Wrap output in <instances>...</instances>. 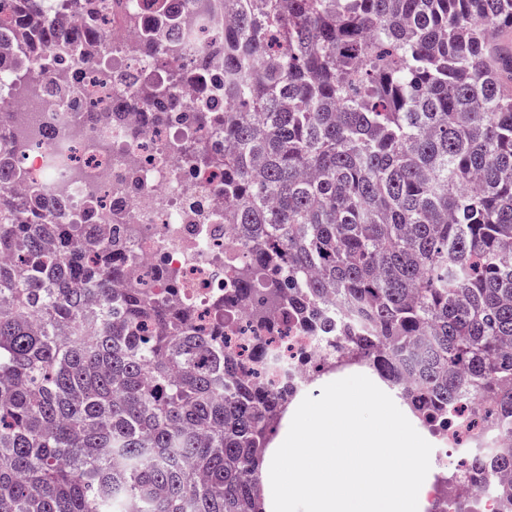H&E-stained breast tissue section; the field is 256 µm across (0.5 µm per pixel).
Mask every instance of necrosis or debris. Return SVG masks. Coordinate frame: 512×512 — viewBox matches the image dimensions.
I'll use <instances>...</instances> for the list:
<instances>
[{"label":"necrosis or debris","instance_id":"4bbe7bcc","mask_svg":"<svg viewBox=\"0 0 512 512\" xmlns=\"http://www.w3.org/2000/svg\"><path fill=\"white\" fill-rule=\"evenodd\" d=\"M124 14H112L106 24L112 33L106 51H95L94 63L85 65L83 81L98 111L112 112L129 88L133 75H159L168 61L167 49L180 32L198 33L197 41L186 43L187 53L223 40V27H208L198 13L186 15L180 31L166 32L152 48L132 55L124 31L125 13L142 12L146 0H122ZM69 63L43 61L42 80L32 94L19 97L9 82L15 72L0 69V112L26 116L42 135L39 146L25 153L21 163L31 174L33 184L45 187L50 197H61L74 211L82 210L88 196H96L100 211L117 209L129 223L148 225L147 235L137 239L128 265L139 278H148L160 259H168L178 269L183 291L194 298L202 313H210L217 293L225 282L224 252L246 257L224 224V176L216 169L195 170L192 162L170 155L168 143L177 127L143 132L134 115L110 124L80 119L70 98L52 94L56 84L67 81ZM105 140V151L83 154L88 142ZM200 202L213 215L209 224L194 222L191 202ZM288 363L294 393H301L322 375L324 362L335 358L342 342L332 329L288 328L284 337L274 339ZM512 437L498 413L484 406L468 405L466 412H453L448 424L435 436L432 463L448 465L449 449L468 445L485 447Z\"/></svg>","mask_w":512,"mask_h":512}]
</instances>
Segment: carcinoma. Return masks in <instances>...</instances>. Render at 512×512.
<instances>
[{
	"mask_svg": "<svg viewBox=\"0 0 512 512\" xmlns=\"http://www.w3.org/2000/svg\"><path fill=\"white\" fill-rule=\"evenodd\" d=\"M173 0L135 14L134 50L176 28ZM113 0H0V61L20 39L76 63L101 42ZM224 42L120 110L149 130L211 128L171 148L224 170V223L249 249L224 254L225 297L266 335L342 312L336 365L376 358L431 430L472 395L512 415V0H221ZM13 85L40 83L37 56ZM201 96L182 105L177 86ZM40 133L0 118V512H264L260 468L292 387L225 348L224 305L202 317L175 270L123 288L113 214L91 235L48 208L18 156ZM512 473V445L467 455Z\"/></svg>",
	"mask_w": 512,
	"mask_h": 512,
	"instance_id": "carcinoma-1",
	"label": "carcinoma"
}]
</instances>
